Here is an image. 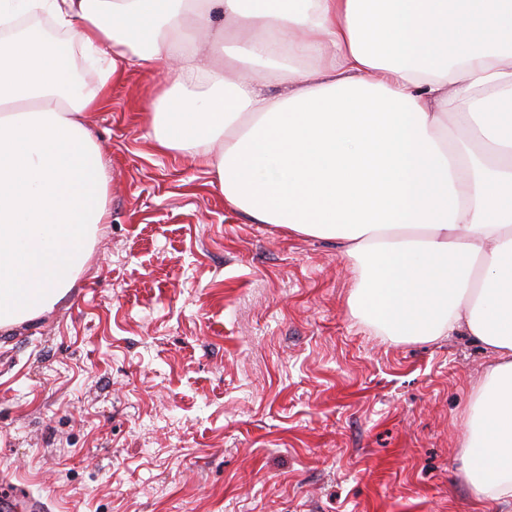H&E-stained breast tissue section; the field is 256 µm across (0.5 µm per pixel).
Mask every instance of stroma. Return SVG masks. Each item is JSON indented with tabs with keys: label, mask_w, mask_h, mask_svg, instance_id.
<instances>
[{
	"label": "stroma",
	"mask_w": 512,
	"mask_h": 512,
	"mask_svg": "<svg viewBox=\"0 0 512 512\" xmlns=\"http://www.w3.org/2000/svg\"><path fill=\"white\" fill-rule=\"evenodd\" d=\"M130 66L92 112L108 182L68 293L0 330V476L46 512H480L459 473L491 357L355 317L352 260L157 152Z\"/></svg>",
	"instance_id": "stroma-1"
}]
</instances>
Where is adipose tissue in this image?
I'll use <instances>...</instances> for the list:
<instances>
[{
  "instance_id": "1",
  "label": "adipose tissue",
  "mask_w": 512,
  "mask_h": 512,
  "mask_svg": "<svg viewBox=\"0 0 512 512\" xmlns=\"http://www.w3.org/2000/svg\"><path fill=\"white\" fill-rule=\"evenodd\" d=\"M0 28V329L73 287L107 219L87 116L161 61L157 151L336 243L352 311L392 341L463 331L494 354L461 471L512 499V0H0Z\"/></svg>"
}]
</instances>
